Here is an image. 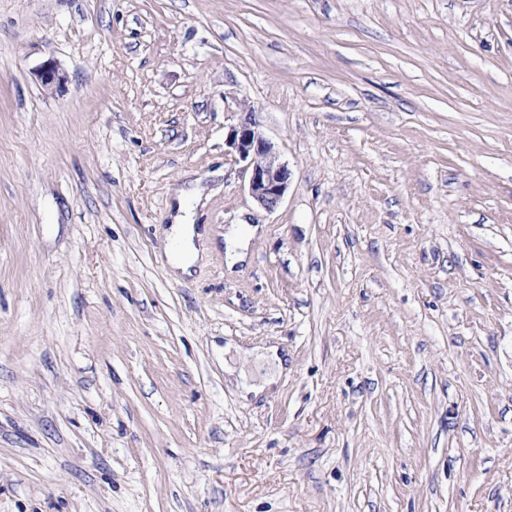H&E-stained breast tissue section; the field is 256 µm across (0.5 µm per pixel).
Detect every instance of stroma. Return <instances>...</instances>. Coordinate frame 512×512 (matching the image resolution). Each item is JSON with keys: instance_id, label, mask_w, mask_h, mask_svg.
<instances>
[{"instance_id": "35a3bbf8", "label": "stroma", "mask_w": 512, "mask_h": 512, "mask_svg": "<svg viewBox=\"0 0 512 512\" xmlns=\"http://www.w3.org/2000/svg\"><path fill=\"white\" fill-rule=\"evenodd\" d=\"M0 512H512V0H0ZM38 77L42 87L48 92L61 88L67 80L65 72L53 61H49L43 66ZM227 153L246 179L249 195L266 212H273L288 190L289 169L273 142L266 138L256 112L244 107L224 139ZM179 212L175 215L174 223L168 224L167 240L170 250L168 252V263L173 272L180 276H191L192 268L208 245L205 233L200 232L196 224H193L191 215L186 209L184 197L178 195ZM260 230L259 225L252 227H231L224 234L226 244V266L233 269L238 263L244 262L247 257L248 240ZM257 360L264 361L271 367L273 373H266L262 376L258 383H249L241 373L239 377V385L242 388L245 395L254 394L259 395L260 393L269 390L271 385L275 382V374L280 373L284 367V363L287 361L286 355H280L279 350L275 346H269L264 348H255L252 350Z\"/></svg>"}]
</instances>
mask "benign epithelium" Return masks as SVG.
<instances>
[{
  "instance_id": "benign-epithelium-1",
  "label": "benign epithelium",
  "mask_w": 512,
  "mask_h": 512,
  "mask_svg": "<svg viewBox=\"0 0 512 512\" xmlns=\"http://www.w3.org/2000/svg\"><path fill=\"white\" fill-rule=\"evenodd\" d=\"M38 77L47 92L62 87L67 80L54 61L44 65ZM224 145L240 165L249 195L261 209L273 212L285 197L290 173L275 144L263 133L252 108L242 109L237 124L229 128Z\"/></svg>"
}]
</instances>
